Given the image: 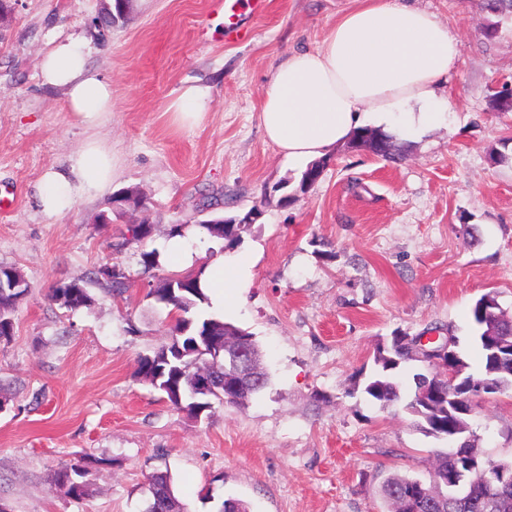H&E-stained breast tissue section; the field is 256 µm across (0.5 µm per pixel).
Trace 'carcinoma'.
I'll return each mask as SVG.
<instances>
[{
    "mask_svg": "<svg viewBox=\"0 0 512 512\" xmlns=\"http://www.w3.org/2000/svg\"><path fill=\"white\" fill-rule=\"evenodd\" d=\"M128 6L111 4L105 8L99 18V28L105 32L123 18ZM393 136L365 129L350 142L351 147H364L372 153L387 157L391 155ZM259 211L258 206L243 217H230L220 223L210 219L198 223V227L211 237L222 238L227 246L233 247L241 240L242 234L249 231L252 215ZM130 237L112 244V250L122 252L127 246L140 247L139 263L144 271L150 272L160 267L159 252L155 249H143L151 236L152 224L148 219L129 228ZM202 272H167L156 276V283L147 292V296L176 311V316L168 325V341L155 349L150 355H142L136 364V374L155 390L159 391L170 406L184 411L195 419L208 417L213 404L218 402L226 406H240L252 396L260 393L268 384V373L260 363L262 356L253 335L248 331L225 322L214 316H207L202 306L208 302L207 296L199 287ZM95 283L106 285L115 295H122L128 284L126 275L119 266L104 264L94 273ZM20 283V287L0 290V341L13 335V312L16 304L30 292V284L21 271L15 267L0 266V282ZM50 297L68 311H77L92 302L89 289L75 284L71 288H54ZM485 297H480L471 309L472 319L477 327L476 345L480 352V365L472 368L465 357H460L459 372L462 377L474 382L497 380L500 392L512 389V360L505 362L499 371L490 373L491 350L485 342L490 330L512 344V319H506L497 312L485 313ZM423 336L419 332L406 344L395 346L384 343L374 355L375 370L365 380L362 393L383 409L404 404V408L416 418L419 429L427 436L438 441L448 442V397L452 396L448 380L440 376L439 367L431 364L416 347V339ZM245 339L249 342L254 355L253 369L261 377V384L247 393H234L222 388L218 392L197 394L193 391L192 377L199 369H206L216 376L229 371L224 359V338ZM422 362L427 372L413 375L414 387L409 396H403L396 380L397 373L407 364ZM454 465V459L448 454V447L437 449L433 453V463L426 479L403 474H391L381 483L379 496L384 505L383 512H512V483L494 492L481 483L474 486L468 499L448 501V468ZM89 462L80 459L62 466L54 473V482L68 499L81 502L92 495ZM152 497L145 512H186L185 505L175 494L168 473L156 471L149 476ZM404 489L420 490V499L412 508H402L396 494Z\"/></svg>",
    "mask_w": 512,
    "mask_h": 512,
    "instance_id": "obj_1",
    "label": "carcinoma"
}]
</instances>
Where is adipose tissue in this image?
<instances>
[{"mask_svg": "<svg viewBox=\"0 0 512 512\" xmlns=\"http://www.w3.org/2000/svg\"><path fill=\"white\" fill-rule=\"evenodd\" d=\"M457 39L437 16L404 0H359L340 16L316 48L291 52L272 71L260 111L268 140L291 162L310 164L371 127L410 137L444 123L448 100L438 88L457 65ZM45 84L63 90L76 126L94 129L112 110L109 79L87 64L82 38L58 41L45 55ZM116 174L112 153L89 139L63 170L43 175L42 208H69L74 191L108 187ZM241 259L213 258L202 278L211 305L224 309L243 287Z\"/></svg>", "mask_w": 512, "mask_h": 512, "instance_id": "obj_1", "label": "adipose tissue"}]
</instances>
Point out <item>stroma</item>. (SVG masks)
<instances>
[{
    "label": "stroma",
    "instance_id": "1",
    "mask_svg": "<svg viewBox=\"0 0 512 512\" xmlns=\"http://www.w3.org/2000/svg\"><path fill=\"white\" fill-rule=\"evenodd\" d=\"M111 0H10L0 21V265L31 286L0 342V502L9 512H144L148 477L169 472L187 512H218L227 498L249 512H381L390 473L426 477L437 440L403 408L358 392L376 348L393 332L438 328L477 362L474 302L493 293L512 317V112L493 111L512 83V13L484 0H409L435 13L460 43L444 86L450 121L404 158L338 146L319 181L300 192L299 164L264 136L259 110L274 66L314 47L357 0H268L224 35L211 0H132L107 34ZM82 36L87 62L112 83V111L96 135L114 154L108 190L78 191L72 207L43 213L35 187L63 169L91 133L75 126L61 91L40 79L54 41ZM207 88L201 122L179 126L169 107ZM137 189L147 213L99 223L113 194ZM260 215L234 246L249 284L224 313L253 334L267 387L238 407L197 420L174 410L135 375L139 356L167 340V308L148 297L151 273L136 247L116 254L129 224L148 216V248L171 225L210 212ZM117 261L123 296L91 287L70 312L49 297ZM478 448L512 459V395L478 404ZM95 461L93 494L56 490L61 464Z\"/></svg>",
    "mask_w": 512,
    "mask_h": 512
}]
</instances>
